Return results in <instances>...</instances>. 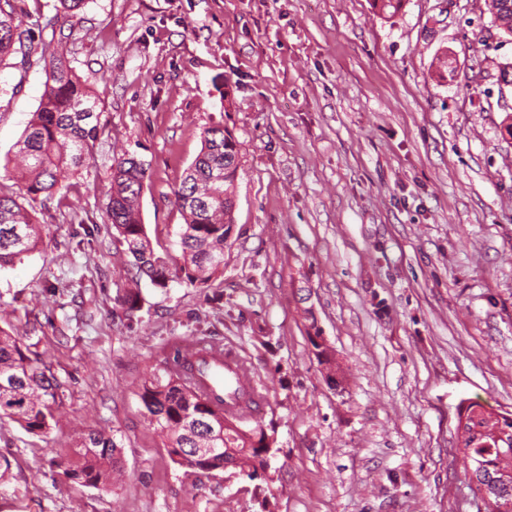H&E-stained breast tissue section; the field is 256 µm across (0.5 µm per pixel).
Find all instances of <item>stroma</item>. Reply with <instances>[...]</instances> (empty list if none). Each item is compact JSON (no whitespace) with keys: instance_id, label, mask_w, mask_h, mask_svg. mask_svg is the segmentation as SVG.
Returning a JSON list of instances; mask_svg holds the SVG:
<instances>
[{"instance_id":"1","label":"stroma","mask_w":512,"mask_h":512,"mask_svg":"<svg viewBox=\"0 0 512 512\" xmlns=\"http://www.w3.org/2000/svg\"><path fill=\"white\" fill-rule=\"evenodd\" d=\"M26 65L0 70V163L44 91L38 52L69 42L100 101L94 160L25 200L37 251L0 270V327L67 401L40 435L0 422V512H486L455 447L467 401L512 412V37L485 0H16ZM447 51V80L430 63ZM223 123L239 143L224 267L178 277L172 186ZM149 166L142 217L173 273L133 278L106 216L113 157ZM139 291L128 312L118 295ZM318 325L344 380L309 341ZM235 351L277 432L266 504L171 462L144 380L174 346ZM92 431L123 441L124 481L72 480Z\"/></svg>"}]
</instances>
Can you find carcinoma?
I'll list each match as a JSON object with an SVG mask.
<instances>
[{"instance_id": "cac0c4a2", "label": "carcinoma", "mask_w": 512, "mask_h": 512, "mask_svg": "<svg viewBox=\"0 0 512 512\" xmlns=\"http://www.w3.org/2000/svg\"><path fill=\"white\" fill-rule=\"evenodd\" d=\"M494 26L512 37V0H488ZM29 31L23 28L14 0H0V65L19 54L29 57ZM46 82L39 104L16 144L14 186L0 184V269L34 252L40 233L34 215L21 203L44 194L53 197L94 158L103 127L98 97L71 66L61 41L41 46ZM202 148L173 189L182 212L181 278L205 285L224 265V244L233 229L238 142L218 123L201 131ZM147 178L145 163L130 154L114 159L107 219L126 246L125 254L140 276L159 288L167 287L170 272L160 260L140 213ZM165 377L153 376L141 387L140 399L156 424L171 461L181 467L211 473L216 465L195 456L197 448L231 450L234 470L250 481L264 480L266 462L255 439L258 419L251 418L254 396L243 388L232 395L200 393L197 381L208 375L205 356H193L190 370L176 373L164 367ZM62 384L49 368L29 357L17 338L0 330V421L9 419L39 435L50 428L64 404ZM467 436L464 458L473 465L471 478L487 496L488 512H512V414L488 411L478 402L464 410ZM71 479L94 488L112 487L120 464L121 444L115 437L90 432L81 442Z\"/></svg>"}]
</instances>
